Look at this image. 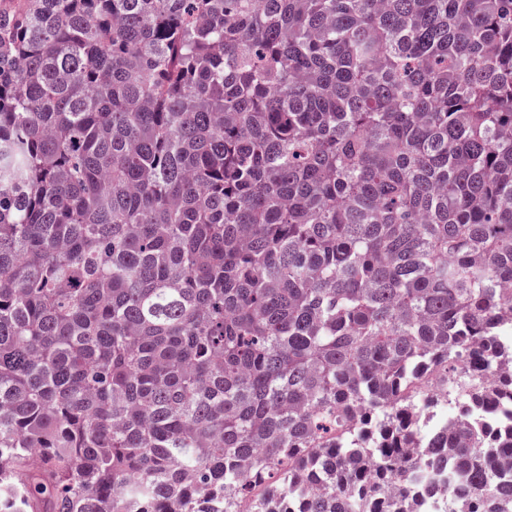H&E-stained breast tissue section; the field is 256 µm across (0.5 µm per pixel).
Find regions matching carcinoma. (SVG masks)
<instances>
[{
	"mask_svg": "<svg viewBox=\"0 0 512 512\" xmlns=\"http://www.w3.org/2000/svg\"><path fill=\"white\" fill-rule=\"evenodd\" d=\"M510 365L512 0H0V512H512Z\"/></svg>",
	"mask_w": 512,
	"mask_h": 512,
	"instance_id": "cac0c4a2",
	"label": "carcinoma"
}]
</instances>
